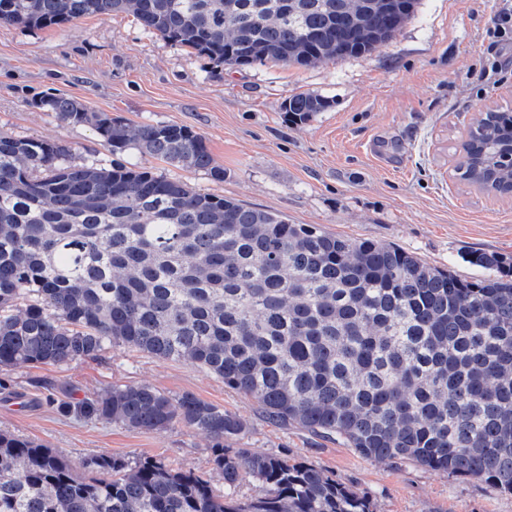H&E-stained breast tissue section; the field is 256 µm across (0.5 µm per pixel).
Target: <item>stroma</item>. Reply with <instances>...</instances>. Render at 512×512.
<instances>
[{
	"instance_id": "35a3bbf8",
	"label": "stroma",
	"mask_w": 512,
	"mask_h": 512,
	"mask_svg": "<svg viewBox=\"0 0 512 512\" xmlns=\"http://www.w3.org/2000/svg\"><path fill=\"white\" fill-rule=\"evenodd\" d=\"M502 4L420 0L375 51L312 66L229 67L162 41L127 13L88 15L73 25L0 26V132L66 144L77 163L113 157L91 128L40 107L54 94L137 125H186L203 136L223 180L134 148L116 157L293 224L394 245L469 280L481 270L465 262L467 253L512 257V196L454 175L470 128L488 110L512 109V66L497 81L486 77L487 32ZM299 93L329 105L294 124L283 105ZM111 384H147L222 406L245 423L233 447L309 462L369 497L376 512H512V493L490 482L368 460L334 439L270 424L251 399L213 375L128 348L0 371V430L49 449L78 473L95 456L150 458L223 493L203 433L134 430L65 410Z\"/></svg>"
}]
</instances>
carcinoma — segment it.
<instances>
[{"instance_id":"1","label":"carcinoma","mask_w":512,"mask_h":512,"mask_svg":"<svg viewBox=\"0 0 512 512\" xmlns=\"http://www.w3.org/2000/svg\"><path fill=\"white\" fill-rule=\"evenodd\" d=\"M417 0H0V25L126 12L161 40L228 66H300L384 44ZM327 101L295 94L305 122ZM40 107L218 181L204 138L135 125L83 102ZM60 142L0 133V369L94 360L109 346L187 362L253 399L265 419L335 437L363 458L415 463L512 493V259L473 253L467 280L389 244L202 193L145 167L75 164ZM459 180L512 185V113L471 128ZM76 416L138 430L182 425L213 442L224 494L192 472L62 457L0 430V512H375L315 465L229 448L245 423L194 394L112 385ZM250 478L261 487L243 499Z\"/></svg>"}]
</instances>
